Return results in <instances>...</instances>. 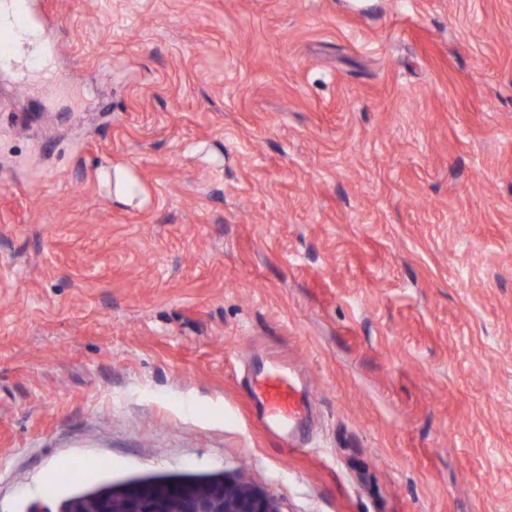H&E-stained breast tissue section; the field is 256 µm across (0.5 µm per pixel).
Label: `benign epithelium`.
<instances>
[{
	"label": "benign epithelium",
	"instance_id": "obj_1",
	"mask_svg": "<svg viewBox=\"0 0 512 512\" xmlns=\"http://www.w3.org/2000/svg\"><path fill=\"white\" fill-rule=\"evenodd\" d=\"M123 512H150L158 494L175 492L189 502L187 512H279L276 501L259 486L236 474L220 473L204 478L145 479L132 484Z\"/></svg>",
	"mask_w": 512,
	"mask_h": 512
}]
</instances>
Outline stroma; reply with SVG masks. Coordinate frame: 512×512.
<instances>
[{
	"instance_id": "35a3bbf8",
	"label": "stroma",
	"mask_w": 512,
	"mask_h": 512,
	"mask_svg": "<svg viewBox=\"0 0 512 512\" xmlns=\"http://www.w3.org/2000/svg\"><path fill=\"white\" fill-rule=\"evenodd\" d=\"M37 11L59 53L0 67V512L224 472L280 512H512V0ZM267 354L305 449L250 413ZM112 175L115 180L113 198L117 204L128 205L140 195L139 185L135 177L122 168L116 167L114 171L106 169L101 172V179L110 184Z\"/></svg>"
}]
</instances>
